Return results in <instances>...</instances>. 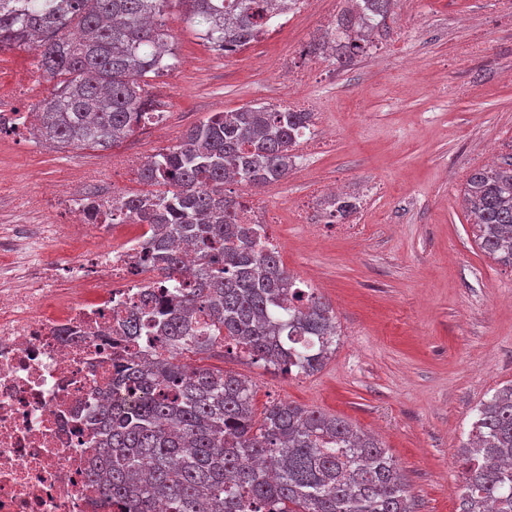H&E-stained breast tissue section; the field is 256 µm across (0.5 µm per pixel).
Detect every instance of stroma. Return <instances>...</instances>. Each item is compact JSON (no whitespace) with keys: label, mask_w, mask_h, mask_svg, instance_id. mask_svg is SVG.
Listing matches in <instances>:
<instances>
[{"label":"stroma","mask_w":512,"mask_h":512,"mask_svg":"<svg viewBox=\"0 0 512 512\" xmlns=\"http://www.w3.org/2000/svg\"><path fill=\"white\" fill-rule=\"evenodd\" d=\"M346 0H310L268 36L226 56L206 46L173 0L165 22L179 59L154 79L164 114L160 130L135 132L107 152L49 150L15 136L0 138V180L36 191L60 172L85 190H141L115 176L112 159L152 157L180 142L214 112L246 104L279 107L288 91L280 60L304 68V49L323 34ZM409 27L395 37L394 18L368 52L333 64L305 86L324 102L329 146L301 157L281 179L272 233L284 244V267L314 278L332 305L340 341L310 376L283 375L245 356L214 349L196 364L248 379L254 410L287 402L338 416L375 435L405 477L413 512H457L466 443L476 409L512 383V268L478 248L463 201L469 174L485 164L481 143H498L497 161L512 157V17L498 0H397ZM481 35V56L458 47ZM101 171L94 183L87 172ZM342 182L359 197L381 182L384 195L365 200L364 229L329 224L322 209L299 223L290 197L313 182Z\"/></svg>","instance_id":"stroma-1"}]
</instances>
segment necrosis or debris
Instances as JSON below:
<instances>
[{"label":"necrosis or debris","instance_id":"4bbe7bcc","mask_svg":"<svg viewBox=\"0 0 512 512\" xmlns=\"http://www.w3.org/2000/svg\"><path fill=\"white\" fill-rule=\"evenodd\" d=\"M0 194L61 217L21 245L0 242V512H112L86 480L89 417L112 394V360L153 352L122 334L145 285L140 240L83 254L62 273L42 264L43 250L128 224L113 196L91 216L67 178L34 194L0 181Z\"/></svg>","mask_w":512,"mask_h":512}]
</instances>
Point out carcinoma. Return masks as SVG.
Masks as SVG:
<instances>
[{"label":"carcinoma","instance_id":"1","mask_svg":"<svg viewBox=\"0 0 512 512\" xmlns=\"http://www.w3.org/2000/svg\"><path fill=\"white\" fill-rule=\"evenodd\" d=\"M172 0H0V49L23 48L55 81L33 106L36 134L57 149L107 151L139 129L158 104L148 78L176 68L164 16ZM185 22L216 51L238 52L286 17L297 0H179ZM394 0H352L336 17L332 57L366 51L360 28L378 27ZM310 114L246 104L216 112L140 171L147 191L115 203L134 222L167 227L143 243L144 262L164 284L184 267L171 244L202 255L195 287L178 289L157 325L166 354L114 365L111 402L93 413L100 439L88 474L121 512H412L403 474L374 436L335 415L272 403L255 419L246 379L198 367L183 351L206 354L229 339L282 374L319 371L340 341L333 307L301 287L254 231L232 222L240 202L224 182L262 186L288 174ZM464 201L479 248L512 267V159L477 168ZM124 335L150 340L139 316ZM458 512H512V384L477 408Z\"/></svg>","mask_w":512,"mask_h":512}]
</instances>
